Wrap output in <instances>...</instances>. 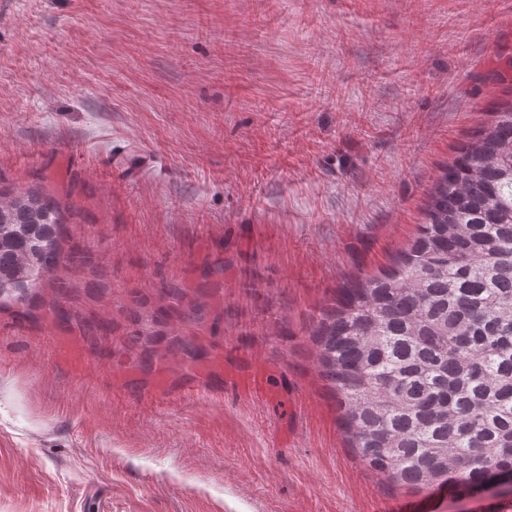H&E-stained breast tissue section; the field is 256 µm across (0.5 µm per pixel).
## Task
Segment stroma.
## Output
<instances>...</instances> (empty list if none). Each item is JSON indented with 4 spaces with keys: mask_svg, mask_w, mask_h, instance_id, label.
<instances>
[{
    "mask_svg": "<svg viewBox=\"0 0 512 512\" xmlns=\"http://www.w3.org/2000/svg\"><path fill=\"white\" fill-rule=\"evenodd\" d=\"M500 57L512 0H0V184L57 195L87 260L0 307V512H512L360 464L307 336L512 101ZM169 282L224 317L145 371ZM173 339L167 350V353L174 358H180L182 361H195L198 358V347L182 333L173 334Z\"/></svg>",
    "mask_w": 512,
    "mask_h": 512,
    "instance_id": "35a3bbf8",
    "label": "stroma"
}]
</instances>
